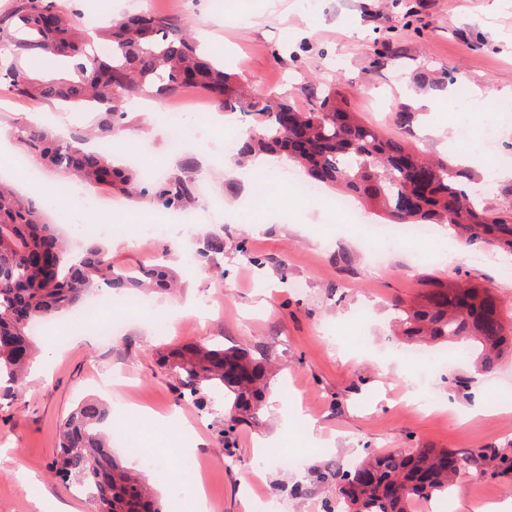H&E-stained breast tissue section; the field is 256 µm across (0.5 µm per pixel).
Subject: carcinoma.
<instances>
[{
    "instance_id": "cac0c4a2",
    "label": "carcinoma",
    "mask_w": 512,
    "mask_h": 512,
    "mask_svg": "<svg viewBox=\"0 0 512 512\" xmlns=\"http://www.w3.org/2000/svg\"><path fill=\"white\" fill-rule=\"evenodd\" d=\"M112 53L86 50L84 24L60 0H13L0 13V92L57 103L65 109L97 113L94 130L112 137L127 117L125 106L149 90L170 98L192 88L224 112H241L258 126L239 146L237 165L251 171L256 155H284L317 183L337 186L351 198L377 207L387 224H444L459 241L512 254V200L488 207L471 195V175L429 160L399 141L388 139L345 108L343 96L317 84L305 86L315 107L300 110L269 95L242 94L235 75L202 50L183 27L152 11L130 12L104 29ZM52 55L59 64L40 77L30 60ZM10 134L39 164L91 185L106 184L159 210L185 208L195 199L194 182L185 175L147 181L139 173L112 165V154L89 151L81 134L56 135L27 120L13 122ZM425 163L429 177L415 183L401 161ZM224 251L219 235L204 239L188 256L206 263ZM169 283L162 264L149 269L116 268L109 250L92 240L78 253L49 223L35 201L0 179V385L15 396L22 389L36 354L31 326L66 314L94 291L150 288ZM395 326L420 343L463 345L476 354L483 373L496 371L504 354L512 355V324L504 322L491 289L471 283L428 281L420 297L397 305ZM263 353L253 356L236 346H189L163 356L178 381L181 400L222 404L229 434L237 423L260 420L269 386ZM112 416L96 398L82 400L63 422L54 464L61 478L83 489L94 512H162L143 474L117 458L110 444ZM484 468L483 449L460 454L447 448H416L360 458L350 466L334 464L326 478L348 512H412L456 485L457 471Z\"/></svg>"
}]
</instances>
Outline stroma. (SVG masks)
Returning a JSON list of instances; mask_svg holds the SVG:
<instances>
[{
  "label": "stroma",
  "mask_w": 512,
  "mask_h": 512,
  "mask_svg": "<svg viewBox=\"0 0 512 512\" xmlns=\"http://www.w3.org/2000/svg\"><path fill=\"white\" fill-rule=\"evenodd\" d=\"M146 6L191 24L194 37L223 55L244 89L288 97L305 110L307 83L336 87L362 122L419 153L463 165L465 147L456 131L494 124L497 147L471 170L475 183L490 185L485 204L512 199V180L502 176L512 170V0H323L314 10L305 0H190L177 13L169 0H147ZM407 86L419 94L418 108L404 97ZM478 87L496 88L502 96L473 109ZM196 96L188 89L171 103L213 150L171 151L166 118L133 103L126 125L132 140L115 144L112 160L124 166L129 154L141 151L148 163L173 174L193 158L192 177L208 180L214 222L165 229L133 243L128 231L147 211L106 185L81 187L94 210L76 206L66 194L46 213L50 223L69 225L83 244L91 239L84 225L110 221L111 233L99 240L110 246L114 265L136 267L165 255L178 290L150 294L149 306L128 313L109 345L62 324L37 337L40 355L24 392L0 398V512H61L65 506L91 512L85 494L52 469L59 425L86 396L111 408L113 437L138 439L164 467L181 449H193L217 512H243L245 490L251 500L278 503L283 512H334L336 493L321 472L366 450L485 447L512 456V357H503L487 377L472 355H461L436 374L441 405L433 409L411 398L413 372L390 352L406 343L394 326L395 304H410L429 277L491 288L503 313L511 314L512 278L504 270L512 267V255L489 249L484 262H472L477 247L452 244L440 225L427 247L448 251L446 264L420 263L414 246L371 252L365 227L348 215L298 204L278 158L264 157L256 181L219 159L225 134L246 137L253 122L223 114L209 100L204 116L191 114L188 102ZM407 108L413 114L404 129L396 118ZM55 110L49 102L0 95V174L23 196L62 177L45 166L33 178L16 169L19 148L6 134L15 119ZM427 119L437 135L424 134ZM257 193L265 209H242L241 201ZM210 233L223 236V254L186 269L184 252ZM252 254L261 266L249 262ZM359 308L371 312L362 327ZM212 342L269 348L272 378L261 422L237 424L228 438L223 406L201 409L178 400L176 381L160 359L176 348ZM107 368L125 372L126 381L99 387ZM463 410L474 417L462 426L455 416ZM303 430L309 437L297 468L292 460ZM228 452L236 459L230 468L224 465ZM464 480L465 493L445 504H420L419 512H479L512 499V473L492 477L470 469Z\"/></svg>",
  "instance_id": "1"
}]
</instances>
